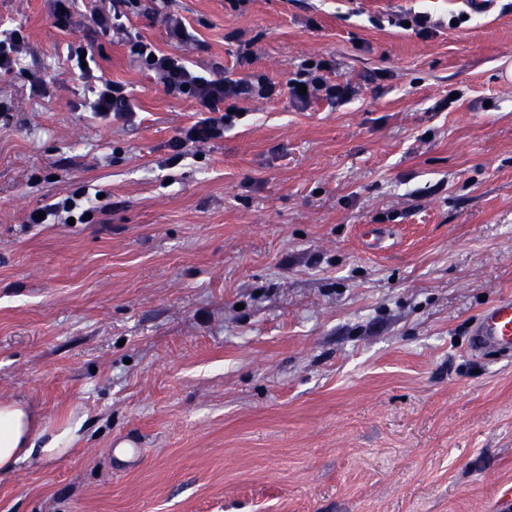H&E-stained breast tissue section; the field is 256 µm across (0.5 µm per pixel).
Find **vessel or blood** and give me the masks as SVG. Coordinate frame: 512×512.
<instances>
[{"instance_id":"obj_1","label":"vessel or blood","mask_w":512,"mask_h":512,"mask_svg":"<svg viewBox=\"0 0 512 512\" xmlns=\"http://www.w3.org/2000/svg\"><path fill=\"white\" fill-rule=\"evenodd\" d=\"M469 352L512 361V296L499 298L480 313L471 327Z\"/></svg>"}]
</instances>
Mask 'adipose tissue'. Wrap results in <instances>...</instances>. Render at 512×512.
<instances>
[{
	"mask_svg": "<svg viewBox=\"0 0 512 512\" xmlns=\"http://www.w3.org/2000/svg\"><path fill=\"white\" fill-rule=\"evenodd\" d=\"M81 426L78 418L50 425L40 408L23 398L0 402V477L13 475L23 464L66 454Z\"/></svg>",
	"mask_w": 512,
	"mask_h": 512,
	"instance_id": "obj_1",
	"label": "adipose tissue"
}]
</instances>
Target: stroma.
Returning a JSON list of instances; mask_svg holds the SVG:
<instances>
[{
    "label": "stroma",
    "mask_w": 512,
    "mask_h": 512,
    "mask_svg": "<svg viewBox=\"0 0 512 512\" xmlns=\"http://www.w3.org/2000/svg\"><path fill=\"white\" fill-rule=\"evenodd\" d=\"M147 6L64 29L0 0L27 41L0 75V400L86 418L0 478V512H499L512 362L469 355L467 325L512 295V8L172 0L197 68L284 86L326 60L354 95L239 99L171 165L200 114L129 56L172 49ZM401 8L439 25H389ZM86 43L132 118L91 111L67 69ZM82 186L93 221L27 223Z\"/></svg>",
    "instance_id": "35a3bbf8"
}]
</instances>
